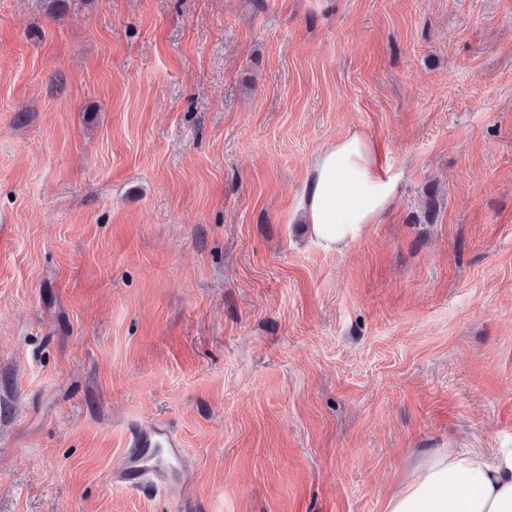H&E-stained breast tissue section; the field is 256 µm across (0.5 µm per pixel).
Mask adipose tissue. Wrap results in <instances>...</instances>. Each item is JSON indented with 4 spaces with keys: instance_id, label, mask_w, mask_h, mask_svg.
<instances>
[{
    "instance_id": "adipose-tissue-1",
    "label": "adipose tissue",
    "mask_w": 512,
    "mask_h": 512,
    "mask_svg": "<svg viewBox=\"0 0 512 512\" xmlns=\"http://www.w3.org/2000/svg\"><path fill=\"white\" fill-rule=\"evenodd\" d=\"M395 184L383 145L351 132L314 158L302 192L305 222L323 248L343 251L382 221ZM385 512H512V448L492 457L449 448L422 456Z\"/></svg>"
}]
</instances>
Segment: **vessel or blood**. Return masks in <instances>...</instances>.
Returning <instances> with one entry per match:
<instances>
[{
  "mask_svg": "<svg viewBox=\"0 0 512 512\" xmlns=\"http://www.w3.org/2000/svg\"><path fill=\"white\" fill-rule=\"evenodd\" d=\"M184 454L181 441L167 423L135 425L128 430L127 446L109 478L132 488L149 484L179 500L183 497L185 479L178 463Z\"/></svg>",
  "mask_w": 512,
  "mask_h": 512,
  "instance_id": "vessel-or-blood-1",
  "label": "vessel or blood"
}]
</instances>
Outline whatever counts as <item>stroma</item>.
I'll use <instances>...</instances> for the list:
<instances>
[{
    "label": "stroma",
    "instance_id": "1",
    "mask_svg": "<svg viewBox=\"0 0 512 512\" xmlns=\"http://www.w3.org/2000/svg\"><path fill=\"white\" fill-rule=\"evenodd\" d=\"M355 129L397 194L328 252ZM153 422L205 512L512 448V0H0V512H181L107 481ZM395 184L383 145L352 131L314 158L302 192L305 222L323 248L343 251L382 221Z\"/></svg>",
    "mask_w": 512,
    "mask_h": 512
}]
</instances>
